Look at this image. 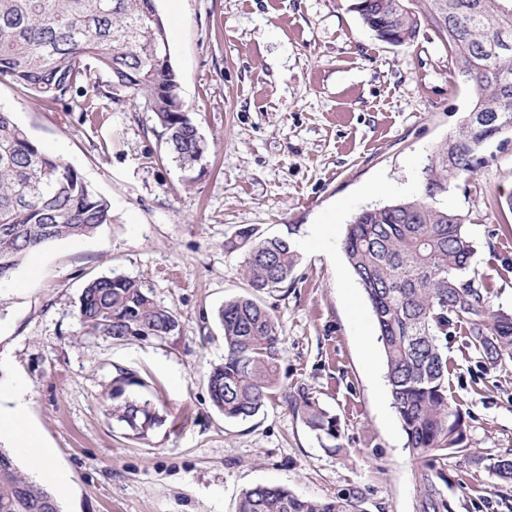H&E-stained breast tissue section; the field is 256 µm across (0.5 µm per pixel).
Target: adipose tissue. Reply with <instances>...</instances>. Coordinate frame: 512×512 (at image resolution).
Listing matches in <instances>:
<instances>
[{"instance_id": "obj_1", "label": "adipose tissue", "mask_w": 512, "mask_h": 512, "mask_svg": "<svg viewBox=\"0 0 512 512\" xmlns=\"http://www.w3.org/2000/svg\"><path fill=\"white\" fill-rule=\"evenodd\" d=\"M28 391L10 377L0 378V433L10 434L18 452L37 476L51 484L57 496L68 493L65 477L53 468L51 452L44 448L38 436L27 429L24 421L28 412Z\"/></svg>"}]
</instances>
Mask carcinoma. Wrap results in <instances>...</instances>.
I'll list each match as a JSON object with an SVG mask.
<instances>
[{"label": "carcinoma", "mask_w": 512, "mask_h": 512, "mask_svg": "<svg viewBox=\"0 0 512 512\" xmlns=\"http://www.w3.org/2000/svg\"><path fill=\"white\" fill-rule=\"evenodd\" d=\"M426 10L406 0H369L358 12L381 40L402 46L428 23L461 65L472 104L448 142L423 171L421 196L358 213L343 248L373 310L386 358L391 404L416 464L415 512H454L442 485L450 449L467 447L465 414L448 400V337L457 333L491 366L512 361V312L493 309L490 289L471 266L476 244L467 215L435 205L448 181L472 173L481 147L512 130V0H427ZM168 38L154 0H0V77L69 109L88 114L93 100L115 106L139 100L163 129L168 153L184 169L207 151L205 138L179 96L168 63ZM103 71L109 80L82 85ZM498 112L495 127L481 115ZM112 223V205L72 166L46 153L0 110V280L47 243L89 236ZM244 250L243 275L256 293L288 285L297 254L288 239L257 236L242 227L224 242ZM83 329L115 342L164 338L179 329L176 315L134 278L90 279L78 298ZM224 361L207 378L212 405L231 420L256 416L279 386L284 339L276 318L257 300L239 297L217 311ZM144 386L117 369L111 415L139 439L160 422L148 401L127 394ZM322 446L341 450L339 423L310 394L291 396ZM512 480V454L493 463ZM0 512H61L52 490L25 475L13 455L0 450ZM237 512H362L352 498L300 497L279 485L245 492Z\"/></svg>", "instance_id": "obj_1"}]
</instances>
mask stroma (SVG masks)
Segmentation results:
<instances>
[{
  "label": "stroma",
  "instance_id": "obj_1",
  "mask_svg": "<svg viewBox=\"0 0 512 512\" xmlns=\"http://www.w3.org/2000/svg\"><path fill=\"white\" fill-rule=\"evenodd\" d=\"M180 96L208 142L194 168L167 156L153 113L136 103L81 119L0 80L12 112L48 154L112 204L90 237L48 243L0 283V369L29 391V420L70 492L63 512H236L276 484L317 500L355 496L363 512H414L415 466L391 406L370 304L342 249L356 214L418 197L422 171L456 131L472 93L436 29L379 40L349 0H156ZM440 207L467 214L475 269L494 307L512 311V131L480 150ZM289 239L287 287L260 294L285 338L282 392L255 417L228 420L206 378L224 358L216 320L248 294L238 228ZM138 280L178 317L164 339L86 333L78 296L92 278ZM450 402L467 447L448 454L455 512H512V483L489 464L512 451V362L490 367L448 339ZM145 387L163 423L139 440L107 412L117 369ZM305 390L334 414L343 452L323 448L285 399Z\"/></svg>",
  "mask_w": 512,
  "mask_h": 512
}]
</instances>
